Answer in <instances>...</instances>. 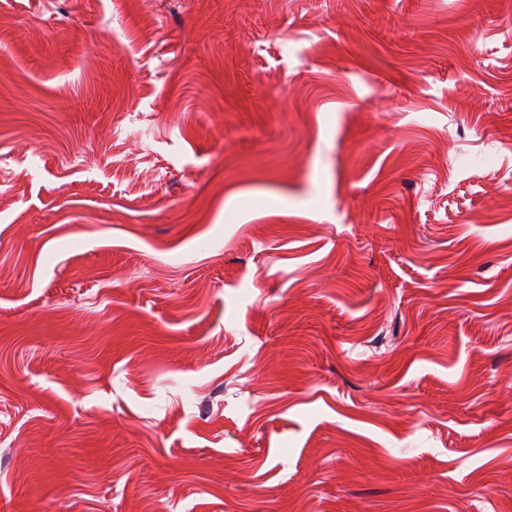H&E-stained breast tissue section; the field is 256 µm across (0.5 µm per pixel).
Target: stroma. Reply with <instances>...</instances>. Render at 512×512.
<instances>
[{
  "mask_svg": "<svg viewBox=\"0 0 512 512\" xmlns=\"http://www.w3.org/2000/svg\"><path fill=\"white\" fill-rule=\"evenodd\" d=\"M0 512H512V0H0Z\"/></svg>",
  "mask_w": 512,
  "mask_h": 512,
  "instance_id": "35a3bbf8",
  "label": "stroma"
}]
</instances>
